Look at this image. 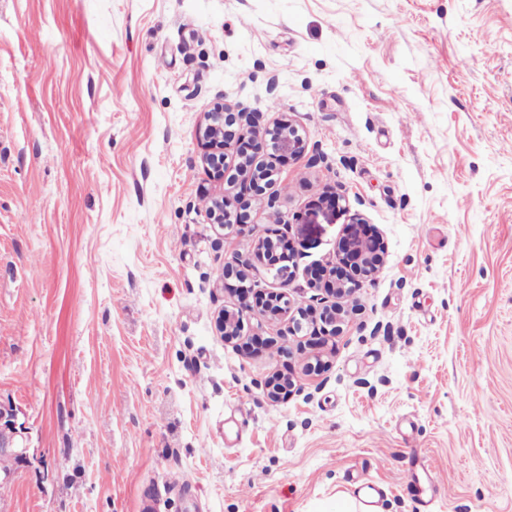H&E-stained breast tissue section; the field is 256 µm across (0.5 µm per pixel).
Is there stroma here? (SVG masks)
Listing matches in <instances>:
<instances>
[{"label": "stroma", "instance_id": "obj_1", "mask_svg": "<svg viewBox=\"0 0 512 512\" xmlns=\"http://www.w3.org/2000/svg\"><path fill=\"white\" fill-rule=\"evenodd\" d=\"M220 100L305 142L261 151L230 233ZM356 222L378 274L339 336L292 332ZM278 226L269 320L221 279ZM0 403L28 457L0 512H418V462L427 512H512V0H0ZM224 101L218 102L212 110L204 113V122L200 126L202 145L205 148L203 155L204 164L208 171L212 173L214 179L220 181L224 179V167H228L231 160L224 156V121L234 122L239 128L246 129L248 137L255 142L257 148L262 147L266 130H261L259 126V114L257 112H227L224 117ZM275 135L277 148L281 153L288 156H297L302 152L303 139L294 126L283 124ZM210 223L224 229V224H239L240 215L236 209L228 207L226 219L224 220V195L218 194L211 198V205L208 208ZM226 222V223H225Z\"/></svg>", "mask_w": 512, "mask_h": 512}]
</instances>
